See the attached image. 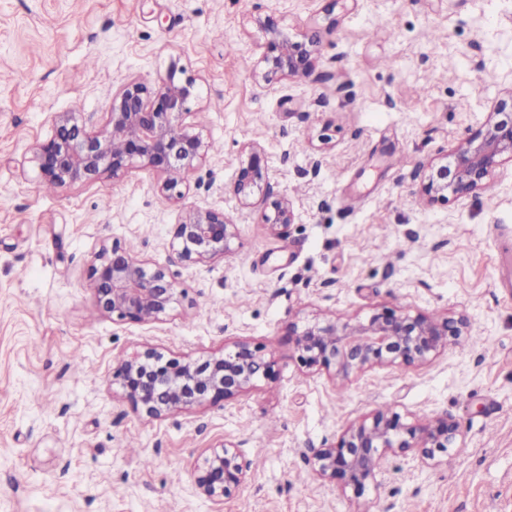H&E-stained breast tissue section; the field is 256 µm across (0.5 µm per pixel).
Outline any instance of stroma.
Here are the masks:
<instances>
[{
    "label": "stroma",
    "instance_id": "35a3bbf8",
    "mask_svg": "<svg viewBox=\"0 0 512 512\" xmlns=\"http://www.w3.org/2000/svg\"><path fill=\"white\" fill-rule=\"evenodd\" d=\"M258 16L317 39L310 77L255 80ZM173 62L199 77L190 121L222 147L184 198L138 167L45 193L31 156L55 113L103 122L115 88ZM509 88L512 0H0V512H512V295L497 280L512 166L445 205L422 194L431 162ZM250 143L292 203L287 227L232 193ZM197 207L236 223L230 256L170 253ZM115 241L185 290L165 320L99 311L87 269ZM384 305L463 315L470 331L417 367L299 366L293 327ZM239 341L264 345L279 377L223 405L152 420L112 378L148 347L196 359ZM380 407L451 417L457 450L432 467L389 458L364 495L342 493L313 457ZM227 440L249 478L215 504L194 476Z\"/></svg>",
    "mask_w": 512,
    "mask_h": 512
}]
</instances>
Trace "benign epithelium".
Instances as JSON below:
<instances>
[{"label": "benign epithelium", "mask_w": 512, "mask_h": 512, "mask_svg": "<svg viewBox=\"0 0 512 512\" xmlns=\"http://www.w3.org/2000/svg\"><path fill=\"white\" fill-rule=\"evenodd\" d=\"M265 33L255 76L266 85L285 78L309 76L315 66L317 41L293 36L266 17L257 19ZM199 99L197 78L171 67L165 79L150 84L133 77L112 92L104 122L96 126L71 112L53 116L54 132L37 145L34 160L40 182L60 189L88 185L102 175L117 177L141 167L161 178L159 191L169 199L183 197L181 186L211 150V142L187 123ZM512 163V89L495 100L482 122L468 130L432 166L423 194L431 204L473 195L488 187L507 163ZM266 155L250 147L235 173L232 192L243 207L263 193ZM295 215L288 199L271 203L264 223L286 226ZM236 224L224 211L188 210L174 225L169 250L184 263H204L231 252ZM87 278L98 308L131 323H151L185 297L184 290L162 266H149L119 242L103 248L88 268ZM469 333L459 317L415 315L381 306L363 319L316 320L296 334L299 365L347 378L382 366L415 367L454 346ZM113 376L133 407L153 419L187 412L204 405L233 400L258 381L278 376L275 362L261 346L236 343L218 356L199 360L167 358L154 348L119 362ZM457 443V425L436 416L424 425L411 424L391 408L372 411L347 426L315 457L316 472L341 491L361 495L390 456L412 455L430 466L449 455ZM249 465L239 445L224 441L205 459L195 476V488L219 504L244 484Z\"/></svg>", "instance_id": "7a95c632"}]
</instances>
